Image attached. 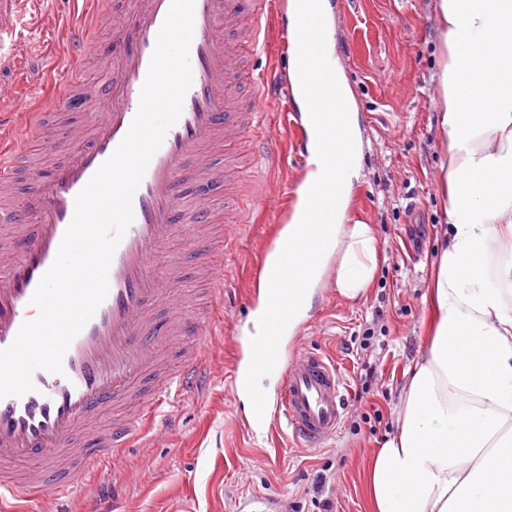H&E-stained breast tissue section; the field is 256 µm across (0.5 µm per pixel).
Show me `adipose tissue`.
Wrapping results in <instances>:
<instances>
[{
	"mask_svg": "<svg viewBox=\"0 0 512 512\" xmlns=\"http://www.w3.org/2000/svg\"><path fill=\"white\" fill-rule=\"evenodd\" d=\"M440 24L437 128L447 153L440 194L447 228L428 295L431 338L405 374L394 432L367 481L372 512H512V0H433ZM338 111L307 125L311 183L352 186L361 138L344 73ZM297 245L287 278L271 257L262 288L314 294L333 269L337 294L365 295L380 258L374 225L285 227Z\"/></svg>",
	"mask_w": 512,
	"mask_h": 512,
	"instance_id": "ef3b65f1",
	"label": "adipose tissue"
}]
</instances>
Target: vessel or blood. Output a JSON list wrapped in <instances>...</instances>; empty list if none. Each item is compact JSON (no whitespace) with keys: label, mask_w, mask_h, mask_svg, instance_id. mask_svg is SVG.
<instances>
[{"label":"vessel or blood","mask_w":512,"mask_h":512,"mask_svg":"<svg viewBox=\"0 0 512 512\" xmlns=\"http://www.w3.org/2000/svg\"><path fill=\"white\" fill-rule=\"evenodd\" d=\"M253 4L247 13L242 0H194L192 84L178 121L151 158L133 197L134 218L113 254L108 294L71 342L62 373L36 371L33 391L0 398L1 504L23 498L52 504V512H65L71 496L118 461L123 449L150 455L168 440L166 432L153 424L159 408L171 396L198 391L211 360L218 356L215 339L223 335L224 325L215 313L224 307L219 290L245 222L240 200L246 195L253 204H262L268 185L244 182L237 177L235 164L215 162L212 151L231 146L262 123L269 88H283L290 97L295 94L289 71L271 66L256 73L245 66L248 56L265 48L272 23L285 8L284 0ZM169 7L170 0H126L124 8L110 11L101 0H87L68 49L56 64L54 91L40 109L26 106L12 84L0 83V112L26 116L24 124L0 138L1 187L14 180L16 159L30 138L43 134L45 113L69 110L90 99L100 102L87 127L67 131L78 145L76 155L59 163L49 178L30 175L23 199L0 206V224L14 230L0 238V349L12 344L23 323L39 315L31 297L56 258L74 216L76 196L131 126ZM104 22L112 32V64L102 84H85L82 68L97 54L96 34ZM228 31L238 35L231 49L224 44ZM279 35L283 47L306 62L316 56L327 32L307 16L300 26L282 25ZM316 73L323 93L314 104L319 110L337 100L336 70L325 66ZM245 81L257 92L248 105H235L232 90ZM281 125L291 136L297 160L287 204L276 213L282 221L294 214L295 185L308 178L312 166L298 113L284 112ZM252 156L257 168L278 167L276 135L257 140ZM182 183L192 184L196 195L194 208L184 216V231L201 224L220 226L203 246L200 261L218 293L196 316L184 308L180 259L169 260L161 269L153 265L171 246L181 214L176 188ZM218 191L224 194L220 217L212 204ZM260 316L264 334L234 343L229 369L232 395L245 393L252 400L245 425L261 432L282 418L297 447H321L336 436L349 411L341 369L315 349L288 350V309L280 306L278 297L266 299ZM260 374L277 376L275 394L256 386ZM107 412L112 415L108 426L102 422Z\"/></svg>","instance_id":"vessel-or-blood-1"}]
</instances>
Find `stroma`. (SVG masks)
Here are the masks:
<instances>
[{
    "instance_id": "stroma-1",
    "label": "stroma",
    "mask_w": 512,
    "mask_h": 512,
    "mask_svg": "<svg viewBox=\"0 0 512 512\" xmlns=\"http://www.w3.org/2000/svg\"><path fill=\"white\" fill-rule=\"evenodd\" d=\"M432 0H331L336 50L356 100L364 140L363 176L352 191L349 222L375 225L381 259L365 297H340L332 275L316 289L303 345L335 358L358 390L363 365H371V392L351 398L335 439L325 447L290 446L286 428L263 434L240 425L248 412L233 400L228 378L211 377L199 396L172 399L156 417L168 426L167 445L143 461L126 449L116 466L95 479L104 497L119 493L127 512H245L261 501L264 512H369L367 475L374 453L394 427V407L405 372L427 340L424 303L441 234L439 161L445 149L435 125L439 25ZM84 0H37L17 21L20 40L13 67H0V82L18 83L29 101L50 90L49 74L67 47L64 33L48 35L44 14H80ZM76 112H50L52 144L34 140L22 158L25 171L73 158L76 146L63 129ZM274 231V212L249 207L240 235V259L224 280V334L250 332L252 266L262 239ZM369 349H361L365 332ZM152 483L136 482L142 466Z\"/></svg>"
}]
</instances>
